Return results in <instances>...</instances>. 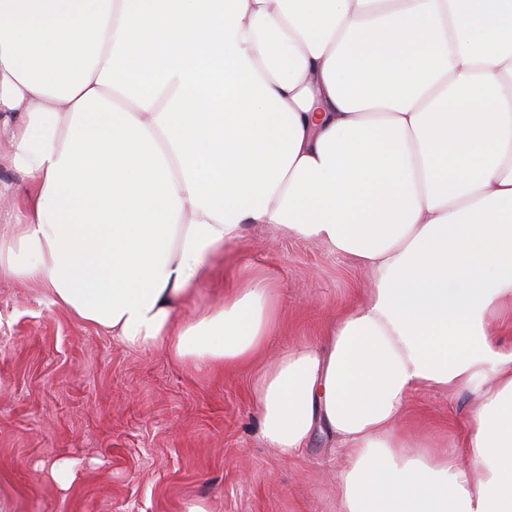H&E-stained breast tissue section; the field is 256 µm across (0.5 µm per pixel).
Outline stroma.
Wrapping results in <instances>:
<instances>
[{
    "label": "stroma",
    "instance_id": "1",
    "mask_svg": "<svg viewBox=\"0 0 512 512\" xmlns=\"http://www.w3.org/2000/svg\"><path fill=\"white\" fill-rule=\"evenodd\" d=\"M267 275L281 310L263 361L321 341L363 303L370 272L316 240L250 231L227 247L217 280L178 315L218 302L223 284ZM0 493L18 512H336V469L346 451L313 438L284 459L257 437L248 368L201 374L162 350L134 352L49 304L42 289L0 278ZM473 390H419L408 424L468 463ZM78 460L68 489L50 476Z\"/></svg>",
    "mask_w": 512,
    "mask_h": 512
}]
</instances>
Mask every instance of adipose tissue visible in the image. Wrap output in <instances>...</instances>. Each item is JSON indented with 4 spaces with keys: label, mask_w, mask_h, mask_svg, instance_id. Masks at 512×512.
<instances>
[{
    "label": "adipose tissue",
    "mask_w": 512,
    "mask_h": 512,
    "mask_svg": "<svg viewBox=\"0 0 512 512\" xmlns=\"http://www.w3.org/2000/svg\"><path fill=\"white\" fill-rule=\"evenodd\" d=\"M0 126V277L202 372L278 324L259 274L178 318L225 246L321 241L373 290L256 374L259 440L348 449L339 512H512V0H0ZM485 377L469 464L406 455L412 392ZM6 150L5 138L0 132V185L2 187L0 210H7L14 207L19 203L21 196L27 190L25 178L10 165ZM4 185L9 186L10 189L4 191Z\"/></svg>",
    "instance_id": "ef3b65f1"
}]
</instances>
